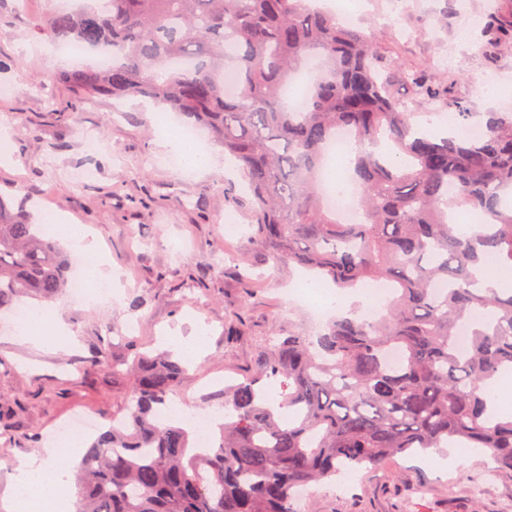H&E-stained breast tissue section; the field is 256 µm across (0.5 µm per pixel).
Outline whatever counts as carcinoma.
<instances>
[{"label": "carcinoma", "mask_w": 512, "mask_h": 512, "mask_svg": "<svg viewBox=\"0 0 512 512\" xmlns=\"http://www.w3.org/2000/svg\"><path fill=\"white\" fill-rule=\"evenodd\" d=\"M35 29L111 58L59 73L84 98L147 97L207 126L251 187L250 243L275 262L314 270L342 292L391 288L375 320L352 313L315 336L295 327L273 337L254 373L224 387V431L205 453L182 425L155 422L185 367L131 345L112 359V375L127 383L112 414L120 425L84 444L77 512H294L299 485L450 440L486 449L494 472L512 473V420L487 414L484 391L512 368V294L477 278L489 261L512 270V113H490L476 137L415 132L381 78L376 43L307 0H105L53 10ZM313 58L321 71L294 111L283 88ZM339 128L357 146L359 224L341 223L324 202L325 147ZM452 206L485 223L454 232ZM70 270L58 245L1 197L0 314L26 296L66 292ZM269 382L282 388L276 404Z\"/></svg>", "instance_id": "1"}]
</instances>
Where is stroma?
Returning a JSON list of instances; mask_svg holds the SVG:
<instances>
[{
  "instance_id": "stroma-1",
  "label": "stroma",
  "mask_w": 512,
  "mask_h": 512,
  "mask_svg": "<svg viewBox=\"0 0 512 512\" xmlns=\"http://www.w3.org/2000/svg\"><path fill=\"white\" fill-rule=\"evenodd\" d=\"M60 0H0V127H8L9 163H0V194L25 199L34 223L60 213L89 229L102 258L119 278L112 304L73 301L63 294L49 309L66 324L77 346L58 337L42 350L22 342L8 316L0 317V424L25 432L21 441L0 438V512L8 506L10 475L21 460L41 453L49 431L80 412L111 414L123 404L126 384L97 356H121L135 341L190 335L195 323L208 333L204 353L189 361L180 387L193 407L208 411L223 402L225 380H241L258 352L289 326L307 327L303 312L289 309L288 291L315 281L314 273L275 264L264 249L244 250L226 239L222 219L248 227L250 196L239 174L223 165L224 150L208 129L197 139L215 162L185 169L155 131L161 108L140 99L84 100L57 81L59 48L30 53L31 29ZM333 12L349 10L351 24L380 46L383 71L411 118L426 125L443 103L459 102L458 126L476 124L490 111L512 112V96L490 93L493 82L512 83V48L501 29H512V0H320ZM434 89L426 96L409 76ZM99 141L95 154L85 135ZM89 168L91 181L76 172ZM139 312H131L132 300ZM448 466L433 469L418 458L397 457L311 487L295 512H512V474L488 477V459L463 460L442 449ZM486 476V475H485ZM427 485L423 497L413 483Z\"/></svg>"
}]
</instances>
